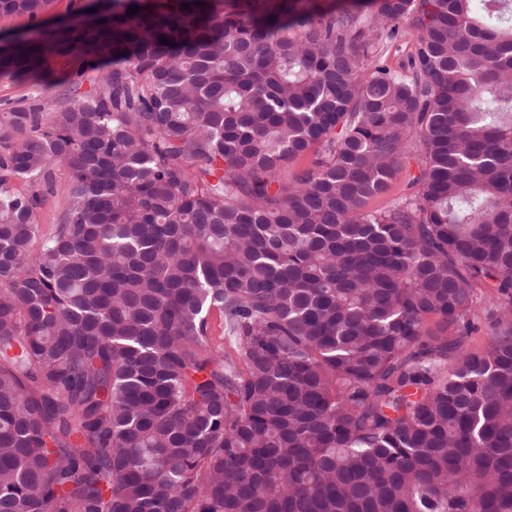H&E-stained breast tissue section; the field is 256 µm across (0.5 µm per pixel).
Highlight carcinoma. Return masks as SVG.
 Here are the masks:
<instances>
[{
    "instance_id": "cac0c4a2",
    "label": "carcinoma",
    "mask_w": 512,
    "mask_h": 512,
    "mask_svg": "<svg viewBox=\"0 0 512 512\" xmlns=\"http://www.w3.org/2000/svg\"><path fill=\"white\" fill-rule=\"evenodd\" d=\"M52 2L0 78L98 76L0 111V512H512V0ZM404 33L398 40L385 48L384 59L388 66L400 70L402 63L406 62L409 53L413 50L416 39L415 32L408 26H403ZM417 174V164L415 163V155L410 159V167L406 168L392 184L391 189L380 196L374 197L370 200L369 208H383L390 206L395 199L401 194V189L407 182L409 174ZM15 188L23 193L38 191L41 197L40 205L37 208V224L44 230H48L51 224L59 223L66 205L68 177L64 166L53 168V178L49 184L41 183L36 187L23 181L15 182Z\"/></svg>"
}]
</instances>
